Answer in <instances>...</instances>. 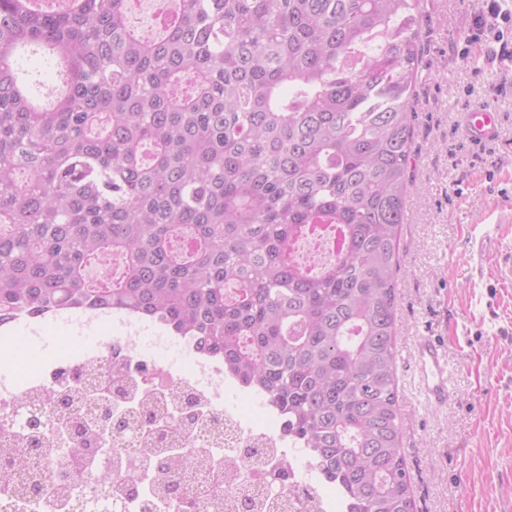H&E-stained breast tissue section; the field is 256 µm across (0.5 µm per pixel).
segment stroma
<instances>
[{
  "instance_id": "stroma-1",
  "label": "stroma",
  "mask_w": 512,
  "mask_h": 512,
  "mask_svg": "<svg viewBox=\"0 0 512 512\" xmlns=\"http://www.w3.org/2000/svg\"><path fill=\"white\" fill-rule=\"evenodd\" d=\"M498 34L485 0H421L413 167L397 273L396 386L416 512H512V0ZM486 106L497 139L471 146L460 122ZM456 374L447 406L420 403L409 367L422 333Z\"/></svg>"
}]
</instances>
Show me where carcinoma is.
Masks as SVG:
<instances>
[{
	"label": "carcinoma",
	"mask_w": 512,
	"mask_h": 512,
	"mask_svg": "<svg viewBox=\"0 0 512 512\" xmlns=\"http://www.w3.org/2000/svg\"><path fill=\"white\" fill-rule=\"evenodd\" d=\"M31 2L0 0V326L158 320L263 394L350 512H414L394 310L420 0H174L155 38L132 0ZM27 51L59 69L46 103ZM312 224L338 243L313 270L294 256ZM114 257L120 275L89 277ZM45 481L153 507L136 471ZM160 493L200 508L173 480Z\"/></svg>",
	"instance_id": "obj_1"
}]
</instances>
